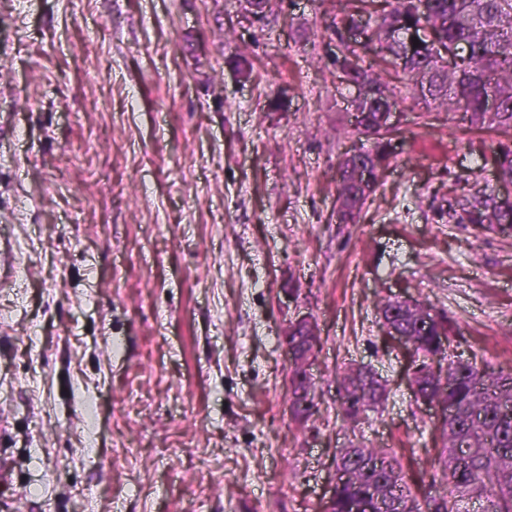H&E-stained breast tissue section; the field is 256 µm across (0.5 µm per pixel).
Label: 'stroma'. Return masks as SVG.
Masks as SVG:
<instances>
[{
    "mask_svg": "<svg viewBox=\"0 0 512 512\" xmlns=\"http://www.w3.org/2000/svg\"><path fill=\"white\" fill-rule=\"evenodd\" d=\"M347 0H0V512H323L337 449L432 472L434 420L377 305L427 300L455 355L512 369V226L449 217L494 185L457 113L398 108L360 223L363 141L334 59ZM318 324L289 419L284 338ZM387 401L342 422L343 365ZM99 404L93 436L84 411ZM311 391L313 392V384L311 383L307 374L298 366L292 365L290 363L289 395H291V409L289 408V412L291 421L301 422L308 419L312 415L311 410L313 408V397H311ZM301 394L304 400H306L310 395L309 402L304 405L298 403L297 406L292 409L293 399L299 398Z\"/></svg>",
    "mask_w": 512,
    "mask_h": 512,
    "instance_id": "stroma-1",
    "label": "stroma"
}]
</instances>
